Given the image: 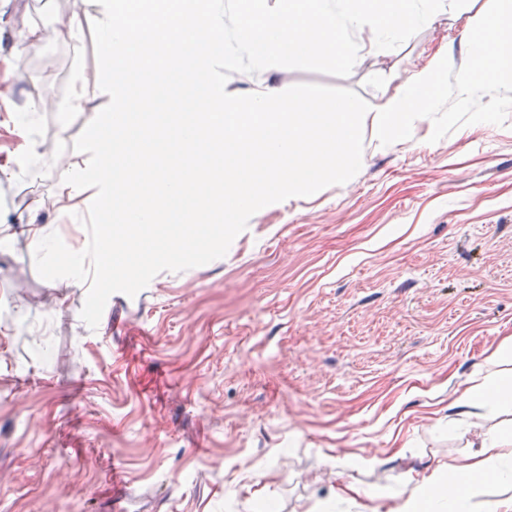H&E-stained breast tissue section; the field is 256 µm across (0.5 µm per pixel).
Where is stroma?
I'll use <instances>...</instances> for the list:
<instances>
[{
	"label": "stroma",
	"mask_w": 512,
	"mask_h": 512,
	"mask_svg": "<svg viewBox=\"0 0 512 512\" xmlns=\"http://www.w3.org/2000/svg\"><path fill=\"white\" fill-rule=\"evenodd\" d=\"M0 0V82L17 30L92 10L91 0ZM458 12L439 14L345 77L279 68L276 85L356 91L370 106L360 171L347 183L255 213L227 254L110 296L97 329L88 286L36 270V234L83 250L60 202L64 172L0 176V512H312L339 482L381 512L407 472L457 463L476 432L512 430L494 400L459 425L455 399L512 337V114L430 142L378 145L372 124L440 49L464 61ZM0 103V163L73 143L106 105L91 28L17 61ZM89 93L70 108L76 78ZM50 95L51 109L31 101ZM374 459L370 468L337 460Z\"/></svg>",
	"instance_id": "1"
}]
</instances>
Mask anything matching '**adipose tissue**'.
Masks as SVG:
<instances>
[{"instance_id":"obj_1","label":"adipose tissue","mask_w":512,"mask_h":512,"mask_svg":"<svg viewBox=\"0 0 512 512\" xmlns=\"http://www.w3.org/2000/svg\"><path fill=\"white\" fill-rule=\"evenodd\" d=\"M511 356L512 342L502 343L488 361L484 382L460 395L456 406L482 407L494 391L512 401V384L496 371ZM477 439L478 452L465 462L436 466L422 480L407 481L404 490L392 493L391 512H512V497L484 494L490 485L512 486V432L486 430Z\"/></svg>"}]
</instances>
